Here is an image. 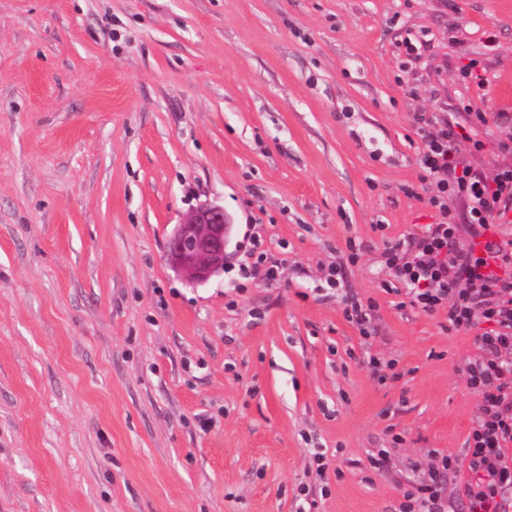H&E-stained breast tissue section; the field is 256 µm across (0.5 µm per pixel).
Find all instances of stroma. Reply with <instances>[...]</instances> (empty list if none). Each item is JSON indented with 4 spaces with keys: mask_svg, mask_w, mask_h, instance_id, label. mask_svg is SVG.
<instances>
[{
    "mask_svg": "<svg viewBox=\"0 0 512 512\" xmlns=\"http://www.w3.org/2000/svg\"><path fill=\"white\" fill-rule=\"evenodd\" d=\"M435 113L512 166V0H0V512H303L302 485L396 512L435 451L465 461L474 335L379 286L433 221ZM205 203L228 268L193 287L167 243ZM250 229L276 282L236 273ZM350 239L368 337L325 286Z\"/></svg>",
    "mask_w": 512,
    "mask_h": 512,
    "instance_id": "1",
    "label": "stroma"
}]
</instances>
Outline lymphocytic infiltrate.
<instances>
[{
	"mask_svg": "<svg viewBox=\"0 0 512 512\" xmlns=\"http://www.w3.org/2000/svg\"><path fill=\"white\" fill-rule=\"evenodd\" d=\"M424 125L419 179L435 183L429 203L439 218L421 233L385 244L388 277L381 286L388 293L404 288L422 312L446 310L449 331L474 332L484 356L469 367L467 384L482 406L467 437L462 496L466 512H512V239L498 236L512 211V166L486 178L459 159L458 135L445 117H428ZM452 199L464 203V214L450 211ZM463 233L469 245L462 252L456 241ZM359 257V245L348 241L326 284L340 297L346 320L367 336L376 303L348 292L344 280L345 268ZM458 470L454 456H441L437 468L404 491L398 512H447L444 475Z\"/></svg>",
	"mask_w": 512,
	"mask_h": 512,
	"instance_id": "obj_1",
	"label": "lymphocytic infiltrate"
}]
</instances>
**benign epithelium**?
I'll list each match as a JSON object with an SVG mask.
<instances>
[{
    "label": "benign epithelium",
    "mask_w": 512,
    "mask_h": 512,
    "mask_svg": "<svg viewBox=\"0 0 512 512\" xmlns=\"http://www.w3.org/2000/svg\"><path fill=\"white\" fill-rule=\"evenodd\" d=\"M231 230L224 208L212 204L192 209L176 225L167 254L186 283L203 285L224 269Z\"/></svg>",
    "instance_id": "benign-epithelium-1"
}]
</instances>
